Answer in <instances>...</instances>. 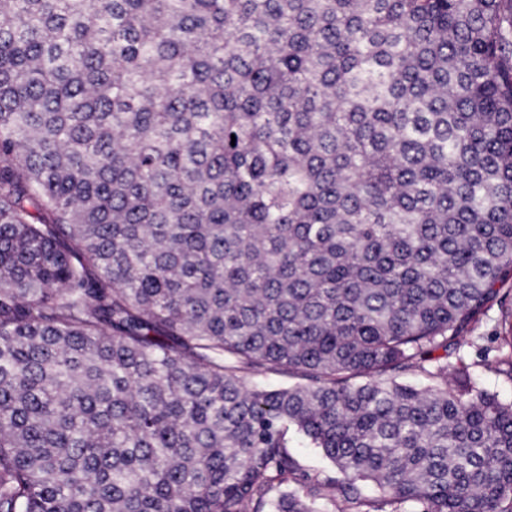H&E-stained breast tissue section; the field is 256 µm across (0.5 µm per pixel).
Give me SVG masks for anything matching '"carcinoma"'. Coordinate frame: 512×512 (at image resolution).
Here are the masks:
<instances>
[{
	"instance_id": "cac0c4a2",
	"label": "carcinoma",
	"mask_w": 512,
	"mask_h": 512,
	"mask_svg": "<svg viewBox=\"0 0 512 512\" xmlns=\"http://www.w3.org/2000/svg\"><path fill=\"white\" fill-rule=\"evenodd\" d=\"M495 305L512 0H0V512H512ZM467 336H482L483 338L474 339L476 340L474 345H463L450 360L453 362L462 361L467 365L472 377L483 388L498 393L501 398H512V383L477 364L479 360L477 350L479 347L497 346L504 337L512 336V318L505 317L501 310L494 306L482 318L475 331ZM495 338L498 339L495 340ZM291 451L297 456L301 465L308 470L333 471L334 467L322 456L317 448H309L303 443L293 440Z\"/></svg>"
}]
</instances>
